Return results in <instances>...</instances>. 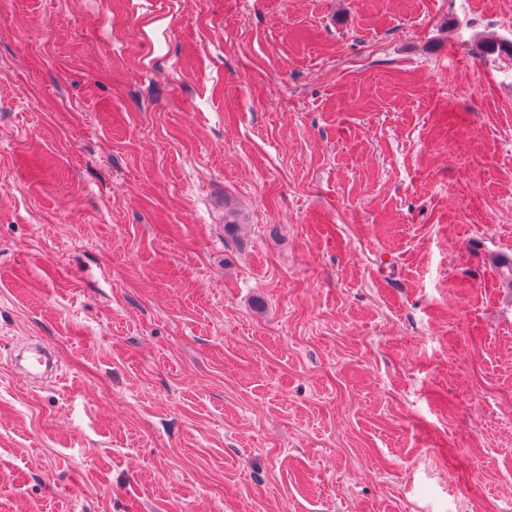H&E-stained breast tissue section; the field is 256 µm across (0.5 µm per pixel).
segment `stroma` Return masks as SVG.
<instances>
[{"label":"stroma","instance_id":"obj_1","mask_svg":"<svg viewBox=\"0 0 512 512\" xmlns=\"http://www.w3.org/2000/svg\"><path fill=\"white\" fill-rule=\"evenodd\" d=\"M498 38L512 0H0V512H512Z\"/></svg>","mask_w":512,"mask_h":512}]
</instances>
